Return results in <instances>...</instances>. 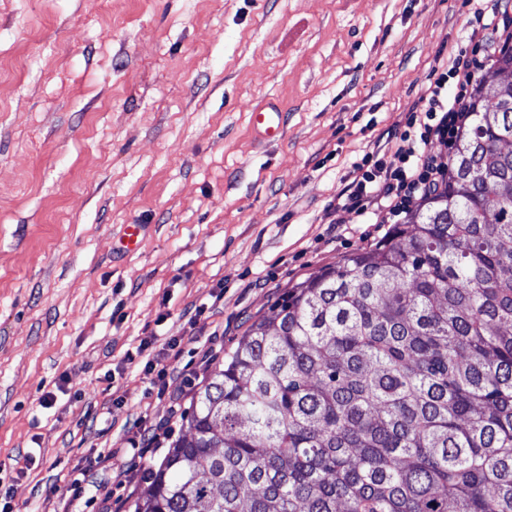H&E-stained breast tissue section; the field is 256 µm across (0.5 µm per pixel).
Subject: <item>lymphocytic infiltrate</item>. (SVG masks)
<instances>
[{
	"label": "lymphocytic infiltrate",
	"mask_w": 512,
	"mask_h": 512,
	"mask_svg": "<svg viewBox=\"0 0 512 512\" xmlns=\"http://www.w3.org/2000/svg\"><path fill=\"white\" fill-rule=\"evenodd\" d=\"M470 17L464 47L438 61L420 96L421 107L406 119L399 139L381 158L354 163L351 181L336 195L340 211L376 207L382 223H399L419 198L445 186L441 154L451 151L471 118L477 78L494 57L512 49V12L488 10L486 0H467Z\"/></svg>",
	"instance_id": "lymphocytic-infiltrate-1"
}]
</instances>
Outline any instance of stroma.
Returning <instances> with one entry per match:
<instances>
[{"label":"stroma","instance_id":"obj_1","mask_svg":"<svg viewBox=\"0 0 512 512\" xmlns=\"http://www.w3.org/2000/svg\"><path fill=\"white\" fill-rule=\"evenodd\" d=\"M467 16L465 0H0V485L13 512L146 497V471L189 435L195 391L249 327L388 232L354 210L330 223L336 193L401 133ZM269 102L285 118L274 141L251 119ZM125 224L147 227L130 252ZM142 434L161 447L130 452ZM70 473L89 500L71 501Z\"/></svg>","mask_w":512,"mask_h":512}]
</instances>
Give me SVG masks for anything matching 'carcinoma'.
Segmentation results:
<instances>
[{
  "label": "carcinoma",
  "instance_id": "carcinoma-1",
  "mask_svg": "<svg viewBox=\"0 0 512 512\" xmlns=\"http://www.w3.org/2000/svg\"><path fill=\"white\" fill-rule=\"evenodd\" d=\"M512 52L446 187L288 289L134 512H512Z\"/></svg>",
  "mask_w": 512,
  "mask_h": 512
}]
</instances>
